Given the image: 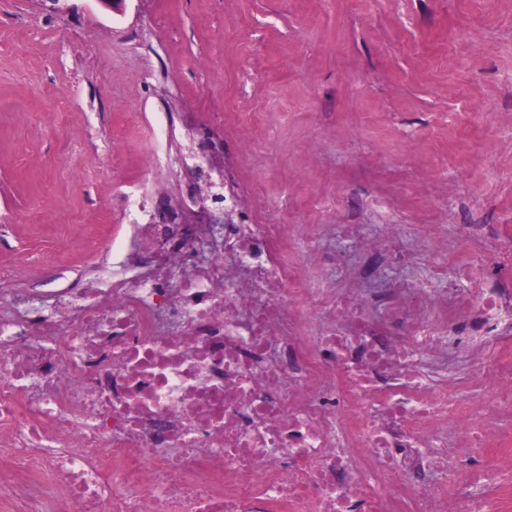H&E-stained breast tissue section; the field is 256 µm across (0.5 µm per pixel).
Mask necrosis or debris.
Masks as SVG:
<instances>
[{"instance_id": "4bbe7bcc", "label": "necrosis or debris", "mask_w": 512, "mask_h": 512, "mask_svg": "<svg viewBox=\"0 0 512 512\" xmlns=\"http://www.w3.org/2000/svg\"><path fill=\"white\" fill-rule=\"evenodd\" d=\"M202 213L100 241L85 288L25 306L0 270V512L34 490L65 512H512V225L473 224L491 270L468 295L398 290L383 316L360 271L309 287L310 225ZM433 277L448 227L416 226ZM481 350L484 389L427 378Z\"/></svg>"}]
</instances>
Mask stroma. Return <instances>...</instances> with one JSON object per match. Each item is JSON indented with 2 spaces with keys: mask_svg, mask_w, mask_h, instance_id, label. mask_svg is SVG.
<instances>
[{
  "mask_svg": "<svg viewBox=\"0 0 512 512\" xmlns=\"http://www.w3.org/2000/svg\"><path fill=\"white\" fill-rule=\"evenodd\" d=\"M217 113L260 220L512 225V0H0V262L76 283L105 254L64 273L53 242L119 230L123 188L178 206L184 132ZM157 150L169 164L142 173ZM331 247L311 287L342 283L358 253ZM429 270L406 235L376 261L388 286Z\"/></svg>",
  "mask_w": 512,
  "mask_h": 512,
  "instance_id": "obj_1",
  "label": "stroma"
}]
</instances>
